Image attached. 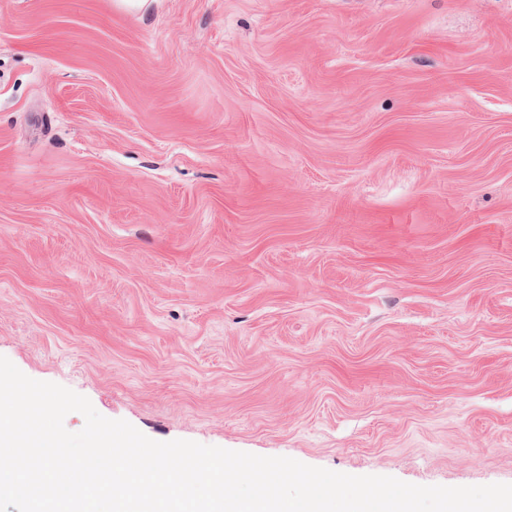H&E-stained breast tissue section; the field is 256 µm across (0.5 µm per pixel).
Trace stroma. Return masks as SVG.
Returning <instances> with one entry per match:
<instances>
[{
  "label": "stroma",
  "instance_id": "1",
  "mask_svg": "<svg viewBox=\"0 0 512 512\" xmlns=\"http://www.w3.org/2000/svg\"><path fill=\"white\" fill-rule=\"evenodd\" d=\"M0 356L156 441L512 484V0H0Z\"/></svg>",
  "mask_w": 512,
  "mask_h": 512
}]
</instances>
